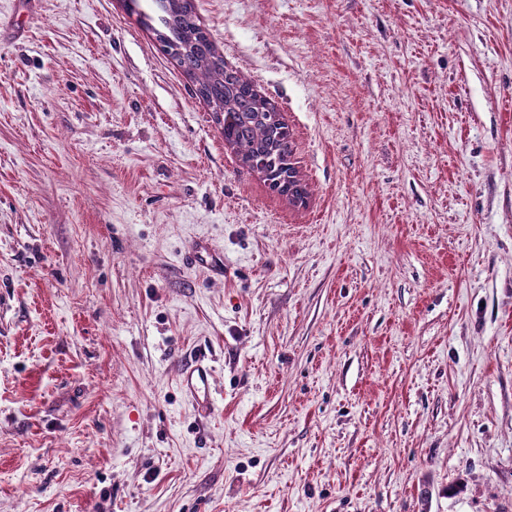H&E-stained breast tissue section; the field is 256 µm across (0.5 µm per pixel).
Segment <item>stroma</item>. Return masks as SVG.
<instances>
[{
  "instance_id": "35a3bbf8",
  "label": "stroma",
  "mask_w": 512,
  "mask_h": 512,
  "mask_svg": "<svg viewBox=\"0 0 512 512\" xmlns=\"http://www.w3.org/2000/svg\"><path fill=\"white\" fill-rule=\"evenodd\" d=\"M195 5L306 204L123 0H0V512H512V0ZM191 251L197 262L212 274L221 275L224 272V256L212 250L206 242H194ZM213 372L205 358H199L185 367L180 375V387L193 405L205 413L211 412L214 402L212 395Z\"/></svg>"
}]
</instances>
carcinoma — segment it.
Masks as SVG:
<instances>
[{
    "label": "carcinoma",
    "mask_w": 512,
    "mask_h": 512,
    "mask_svg": "<svg viewBox=\"0 0 512 512\" xmlns=\"http://www.w3.org/2000/svg\"><path fill=\"white\" fill-rule=\"evenodd\" d=\"M179 2L172 19L159 18V29L152 28L141 0H125V8L140 24L153 29L164 52L197 83L208 106L221 109L224 141L232 144L244 166L266 171L269 188L279 194L292 195L296 186L306 188L294 167L292 134L278 106L261 95L251 79L226 67L199 22L194 0Z\"/></svg>",
    "instance_id": "cac0c4a2"
}]
</instances>
